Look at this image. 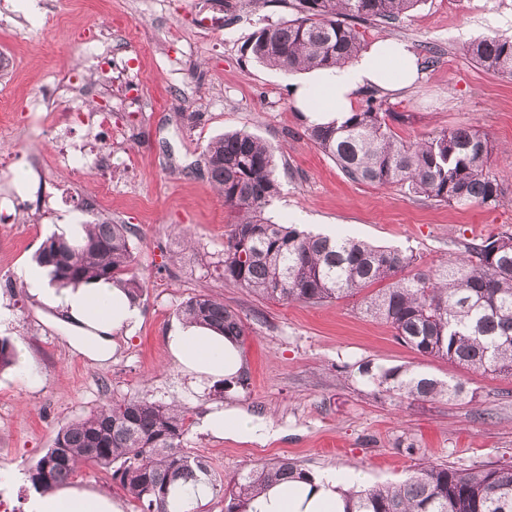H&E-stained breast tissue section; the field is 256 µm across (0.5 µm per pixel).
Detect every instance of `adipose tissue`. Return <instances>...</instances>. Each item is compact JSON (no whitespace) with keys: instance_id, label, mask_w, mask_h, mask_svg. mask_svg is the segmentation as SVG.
<instances>
[{"instance_id":"obj_1","label":"adipose tissue","mask_w":512,"mask_h":512,"mask_svg":"<svg viewBox=\"0 0 512 512\" xmlns=\"http://www.w3.org/2000/svg\"><path fill=\"white\" fill-rule=\"evenodd\" d=\"M421 76L418 56L404 40L380 39L371 43L348 64L311 69L291 86L295 107L306 123L343 121L365 92L404 91L415 87ZM36 299L58 310L69 330V343L94 362L111 359L120 339L129 338L142 320L137 302L120 284L95 278L65 288L51 283L46 273L28 266L15 270ZM169 354L179 371L198 389L217 382H234L244 360L237 342L199 325L180 321L165 335ZM202 428L216 436H242L264 441L276 436L272 423L238 407L213 408ZM359 474L323 472L312 481L296 480L270 486L252 498L248 512H343V482L359 481ZM27 512H123L118 500L107 495L68 486L32 496Z\"/></svg>"}]
</instances>
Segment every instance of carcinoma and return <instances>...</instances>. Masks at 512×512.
<instances>
[{
	"label": "carcinoma",
	"mask_w": 512,
	"mask_h": 512,
	"mask_svg": "<svg viewBox=\"0 0 512 512\" xmlns=\"http://www.w3.org/2000/svg\"><path fill=\"white\" fill-rule=\"evenodd\" d=\"M421 0H292L295 17L251 33L243 55L288 75L342 65L362 50L360 31L345 22L359 18L395 21ZM485 70L512 78V39L486 36L467 45ZM392 113L369 96L364 106L336 125H309L307 139L354 182L400 185L414 197L455 205L496 207L508 188L491 171L494 147L473 129L396 138ZM280 148L246 131L210 142L203 172L224 197L236 221L224 246V281L266 299L309 304L364 294L365 313L389 324L421 356L448 360L476 372L512 376V233L472 241L464 252L435 267L420 268L413 256L346 236L330 237L279 224L266 209L281 191ZM36 263L59 287L89 278L122 284L139 300L144 280L126 224L88 225L85 240H46ZM179 314L240 340L239 314L211 295L188 299ZM380 392L402 403L454 400L466 394L460 380H442L412 366L361 367ZM187 411L171 402L124 398L61 429L53 448L28 470L32 486L67 484L81 465L103 469L140 512H168L172 486L203 476L224 498V512H244L268 482L308 474L288 458L219 478L208 463L183 448ZM344 512H512V465L458 470L422 465L397 483L342 491Z\"/></svg>",
	"instance_id": "obj_1"
}]
</instances>
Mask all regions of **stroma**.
Segmentation results:
<instances>
[{
	"label": "stroma",
	"mask_w": 512,
	"mask_h": 512,
	"mask_svg": "<svg viewBox=\"0 0 512 512\" xmlns=\"http://www.w3.org/2000/svg\"><path fill=\"white\" fill-rule=\"evenodd\" d=\"M283 0H0V89L14 121L0 129V339L16 363L0 372V497L25 512L26 473L57 433L123 398L180 401L190 422L184 447L224 477L288 458L317 474L360 473L365 484L394 482L425 463L470 469L512 465V378L424 357L366 315L360 298L308 304L264 300L224 281L218 270L230 230L223 198L194 166L211 140L243 129L282 146L281 193L273 221L392 246L432 266L465 243L512 230V203L495 208L437 203L397 186L349 180L303 132L292 76L260 66L242 45L264 22L293 18ZM365 42L400 39L432 58L412 89L383 94L391 130L413 140L470 128L494 146L493 167L512 189V80L492 75L464 51L485 35L512 37V0H421L392 24L357 22ZM112 36V113L96 133L84 113L34 110L54 76L80 70L88 81L87 29ZM108 165L80 172L50 166L60 131ZM32 171L31 185L14 180ZM112 201L97 218L131 228L145 281L143 319L105 364L74 351L56 309L29 295L14 269L33 261L55 235L59 216L84 211L103 184ZM209 294L241 316L243 384L193 390L173 364L165 332L189 298ZM411 365L465 381L452 401L396 402L358 369ZM233 404L270 416L281 438L264 445L217 437L201 427L213 406Z\"/></svg>",
	"instance_id": "stroma-1"
}]
</instances>
